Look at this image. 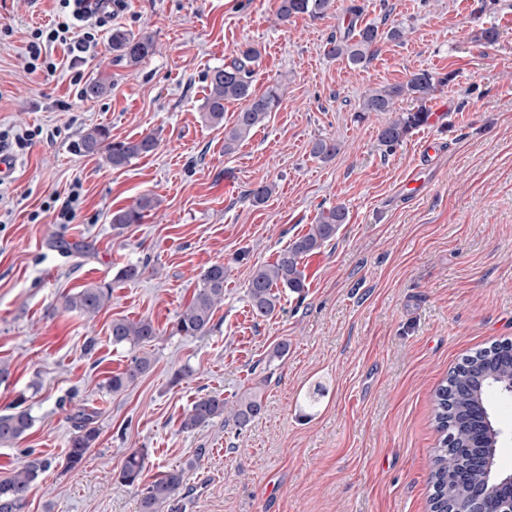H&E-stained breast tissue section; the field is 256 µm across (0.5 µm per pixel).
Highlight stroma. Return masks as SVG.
Segmentation results:
<instances>
[{
	"label": "stroma",
	"mask_w": 512,
	"mask_h": 512,
	"mask_svg": "<svg viewBox=\"0 0 512 512\" xmlns=\"http://www.w3.org/2000/svg\"><path fill=\"white\" fill-rule=\"evenodd\" d=\"M361 2V23L406 30L379 42L364 68L325 53L350 22L348 0L285 21L279 0H124L112 27L150 34L155 53L127 66L105 32L79 60L56 48L50 76L28 72L25 55L57 0H0V132H37L0 181V414L20 400L35 419L18 443L0 445V478L28 448L54 461L25 512H137L142 487L176 466L184 488L159 512H430L435 390L466 355L512 340V0L486 11L481 0ZM489 27L492 44L478 37ZM245 44L261 53L254 91L281 83L282 101L228 154L239 103H225L220 128L201 105L209 70ZM420 69L453 79L427 121L387 147L378 133L388 114L357 119L359 102ZM100 72L107 92L83 99ZM95 125L116 140L155 134L158 147L110 168L72 149ZM319 139L336 144L333 157L311 155ZM262 182L274 191L252 204ZM74 191L72 220L53 221L48 205ZM145 194L157 206L114 228L113 212ZM336 205L348 220L304 259V294L283 290L274 316L255 318L254 269ZM215 263L224 300L211 332L175 334ZM129 264L144 273L117 280ZM104 281L112 300L94 319L61 309L64 294ZM117 318L151 319L161 334L140 350L150 371L113 392L107 377L140 352L113 345ZM282 341L287 356L271 359ZM205 394H252L264 410L243 430L218 418L181 431ZM66 398L94 409L100 430L72 471L59 465L74 431ZM486 400L502 431L497 467L512 473V397L493 388ZM133 449L147 460L127 485L119 473Z\"/></svg>",
	"instance_id": "stroma-1"
}]
</instances>
